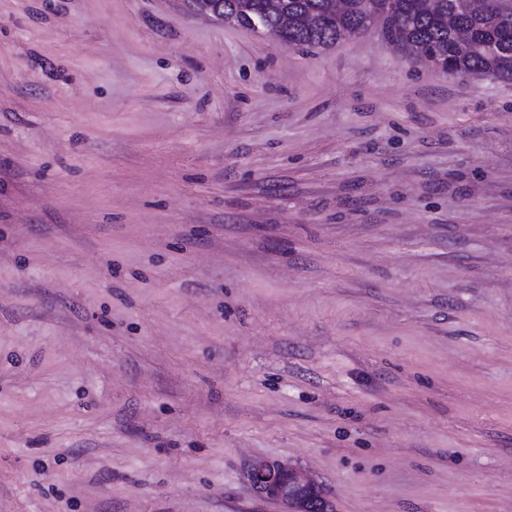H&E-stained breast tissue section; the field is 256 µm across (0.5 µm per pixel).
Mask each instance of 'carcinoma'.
<instances>
[{"label": "carcinoma", "mask_w": 512, "mask_h": 512, "mask_svg": "<svg viewBox=\"0 0 512 512\" xmlns=\"http://www.w3.org/2000/svg\"><path fill=\"white\" fill-rule=\"evenodd\" d=\"M381 2L349 0L341 13L332 10L330 0H281L277 12L269 11L267 0H220L219 6L223 21L253 30L274 29L280 15H288L291 25L284 40L290 47H329L377 26L398 48L420 44L458 75L512 78V17L489 11L482 0L458 13V0H389L388 11L376 17ZM445 15L453 16L456 26L467 33V47H460L455 31L440 23Z\"/></svg>", "instance_id": "obj_1"}]
</instances>
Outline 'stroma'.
<instances>
[{"label": "stroma", "instance_id": "1", "mask_svg": "<svg viewBox=\"0 0 512 512\" xmlns=\"http://www.w3.org/2000/svg\"><path fill=\"white\" fill-rule=\"evenodd\" d=\"M512 512V80L378 30L0 0V512ZM248 479L254 492L280 502L285 512H303L302 506L313 496L325 499L322 487L302 469L267 459H255L248 467Z\"/></svg>", "mask_w": 512, "mask_h": 512}]
</instances>
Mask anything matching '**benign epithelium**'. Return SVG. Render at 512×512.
Instances as JSON below:
<instances>
[{"label":"benign epithelium","mask_w":512,"mask_h":512,"mask_svg":"<svg viewBox=\"0 0 512 512\" xmlns=\"http://www.w3.org/2000/svg\"><path fill=\"white\" fill-rule=\"evenodd\" d=\"M248 479L258 496L280 502L285 512H303L309 498L324 496L322 487L303 470L282 462L255 459L248 467Z\"/></svg>","instance_id":"benign-epithelium-1"}]
</instances>
